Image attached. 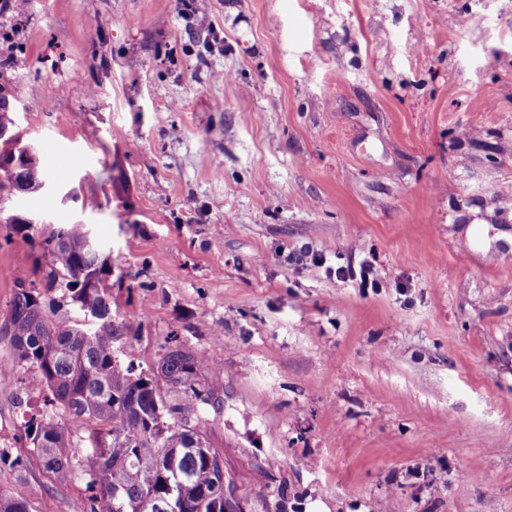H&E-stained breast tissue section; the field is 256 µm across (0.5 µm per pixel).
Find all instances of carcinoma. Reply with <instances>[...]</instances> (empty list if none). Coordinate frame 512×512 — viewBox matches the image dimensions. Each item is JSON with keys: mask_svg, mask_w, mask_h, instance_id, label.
I'll return each instance as SVG.
<instances>
[{"mask_svg": "<svg viewBox=\"0 0 512 512\" xmlns=\"http://www.w3.org/2000/svg\"><path fill=\"white\" fill-rule=\"evenodd\" d=\"M22 180L40 181L41 172L1 167L0 201ZM0 223L4 244L15 235L34 240L28 225L10 216ZM60 229L71 243L52 233L40 241L33 273L42 282L18 279L0 311L21 332L0 336L10 350L0 373L35 370L45 391L25 422L43 468L61 485L82 477L80 512H232L224 458L201 431L205 414L220 410L218 393L204 386L207 359L177 348L146 372L121 358L112 295L92 285L112 264L80 248L77 225ZM75 437L86 449L73 461L67 449ZM0 512H29L28 502L0 489Z\"/></svg>", "mask_w": 512, "mask_h": 512, "instance_id": "cac0c4a2", "label": "carcinoma"}]
</instances>
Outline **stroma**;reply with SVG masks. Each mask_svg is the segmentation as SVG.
I'll list each match as a JSON object with an SVG mask.
<instances>
[{
    "label": "stroma",
    "instance_id": "35a3bbf8",
    "mask_svg": "<svg viewBox=\"0 0 512 512\" xmlns=\"http://www.w3.org/2000/svg\"><path fill=\"white\" fill-rule=\"evenodd\" d=\"M24 0L0 93L112 251L134 363L210 358L239 512H512V0ZM370 266L372 288L336 270ZM0 245V309L30 276ZM0 374V489L72 512Z\"/></svg>",
    "mask_w": 512,
    "mask_h": 512
}]
</instances>
